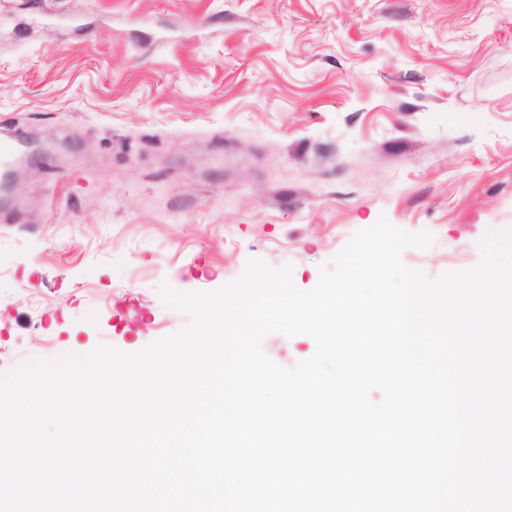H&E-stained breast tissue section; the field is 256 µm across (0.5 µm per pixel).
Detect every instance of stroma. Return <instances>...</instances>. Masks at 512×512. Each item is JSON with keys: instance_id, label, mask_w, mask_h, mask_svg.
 I'll list each match as a JSON object with an SVG mask.
<instances>
[{"instance_id": "obj_1", "label": "stroma", "mask_w": 512, "mask_h": 512, "mask_svg": "<svg viewBox=\"0 0 512 512\" xmlns=\"http://www.w3.org/2000/svg\"><path fill=\"white\" fill-rule=\"evenodd\" d=\"M0 373L186 326L249 259L302 290L386 216L437 278L512 230V0H0ZM291 368L311 338L266 336Z\"/></svg>"}]
</instances>
